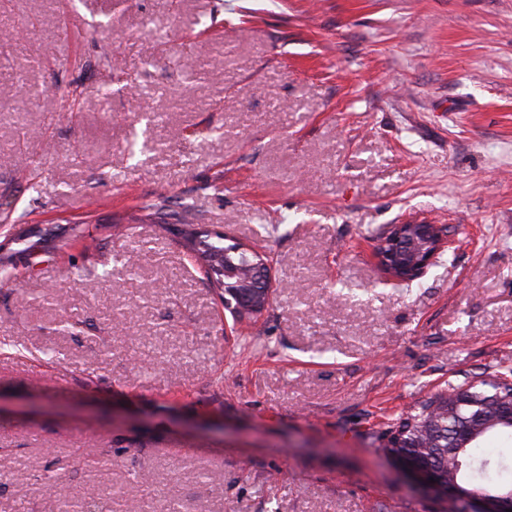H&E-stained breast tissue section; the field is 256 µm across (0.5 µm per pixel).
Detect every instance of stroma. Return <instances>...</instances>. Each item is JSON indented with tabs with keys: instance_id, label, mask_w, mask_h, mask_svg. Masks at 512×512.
<instances>
[{
	"instance_id": "stroma-1",
	"label": "stroma",
	"mask_w": 512,
	"mask_h": 512,
	"mask_svg": "<svg viewBox=\"0 0 512 512\" xmlns=\"http://www.w3.org/2000/svg\"><path fill=\"white\" fill-rule=\"evenodd\" d=\"M1 32L0 512H62L50 464L114 512H449L377 434L512 364V0H0ZM187 206L274 258L233 335ZM416 218L452 246L383 283Z\"/></svg>"
}]
</instances>
